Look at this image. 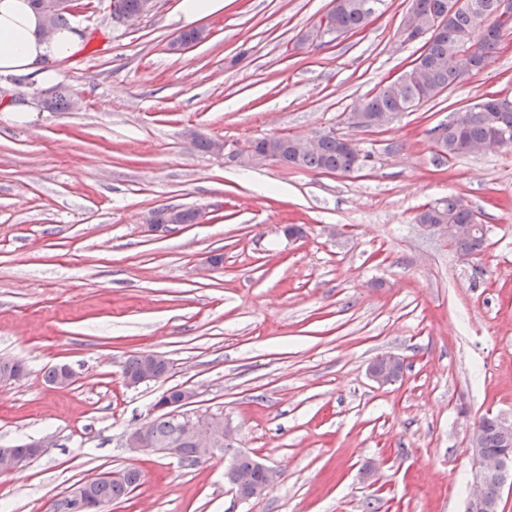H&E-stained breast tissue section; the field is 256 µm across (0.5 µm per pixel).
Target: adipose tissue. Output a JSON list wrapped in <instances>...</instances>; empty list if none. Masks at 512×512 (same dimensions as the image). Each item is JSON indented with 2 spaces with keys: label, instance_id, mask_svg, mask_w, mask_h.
<instances>
[{
  "label": "adipose tissue",
  "instance_id": "adipose-tissue-1",
  "mask_svg": "<svg viewBox=\"0 0 512 512\" xmlns=\"http://www.w3.org/2000/svg\"><path fill=\"white\" fill-rule=\"evenodd\" d=\"M80 46L76 27L43 34V18L30 0H0V75L28 76L43 87L60 78V62Z\"/></svg>",
  "mask_w": 512,
  "mask_h": 512
}]
</instances>
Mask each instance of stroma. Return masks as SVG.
Returning <instances> with one entry per match:
<instances>
[{
  "label": "stroma",
  "mask_w": 512,
  "mask_h": 512,
  "mask_svg": "<svg viewBox=\"0 0 512 512\" xmlns=\"http://www.w3.org/2000/svg\"><path fill=\"white\" fill-rule=\"evenodd\" d=\"M90 3L69 19L82 35L61 66L70 109L0 76L36 112H0V360L27 370L0 386V448L47 444L0 472V512H52L129 468L139 486L106 512H467L469 434L488 414L512 421V149L448 159L432 131L512 93V35L482 72L363 133L346 115L418 54L397 36L408 0L329 43L312 31L333 0H224L181 51L180 0L130 27ZM332 128L369 153L363 170L245 167L191 142ZM451 195L485 226L479 254L415 221ZM160 207L200 218L149 233ZM139 352L167 375L127 385ZM384 354L405 365L381 386L367 367ZM57 365L70 386L45 380ZM172 387L196 391L187 415L223 416L233 448L276 470L263 497L227 493L222 456L190 468L125 448Z\"/></svg>",
  "instance_id": "obj_1"
}]
</instances>
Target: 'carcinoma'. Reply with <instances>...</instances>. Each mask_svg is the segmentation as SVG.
<instances>
[{"label": "carcinoma", "instance_id": "cac0c4a2", "mask_svg": "<svg viewBox=\"0 0 512 512\" xmlns=\"http://www.w3.org/2000/svg\"><path fill=\"white\" fill-rule=\"evenodd\" d=\"M35 8L42 13L46 22L57 28L67 22L68 9L58 5L57 0H32ZM364 0H339L336 10L329 16V24L336 31L352 32L362 28L366 22L363 10ZM410 8L417 17L426 20L433 14L448 10V0H409ZM471 7L466 10L450 11L447 24L439 31L430 34L423 45L419 65L405 70L401 81L379 88L361 104V109L379 121L384 116L398 112H412L421 104L446 91L462 81L455 61L457 56L467 51L476 63L490 61L497 52L503 38L512 34V26L502 29L491 20L495 0H469ZM489 98L474 101L463 108L465 118L458 125L448 123V133L438 145L440 154L451 158L459 155L477 154L500 131L509 130L512 138V110L501 112L487 104ZM298 138L281 136L273 148L281 151L294 162V167L319 173L349 175L357 172L354 168V150L348 149L334 136L322 139L317 150L299 151L295 148ZM158 224H193L197 210L182 209L173 212L171 207L153 211ZM415 220L419 224H457L463 233L453 241L457 250L471 253L484 248L485 232L478 223L476 213L460 199L450 196L427 206ZM206 422L212 426L216 440L224 441V418L205 415L175 420L163 413L147 423V436L153 447L178 449L181 462L192 467L202 463L197 456L193 425ZM479 443L488 451L504 448V437L499 418L484 416L478 423ZM234 474L248 477L250 484L261 485L266 481V472L252 456L246 453L234 455ZM142 478L137 469H126L120 479L101 480L94 477L86 482L87 498L94 508L88 512H98L96 505H108L125 499L136 488Z\"/></svg>", "mask_w": 512, "mask_h": 512}]
</instances>
